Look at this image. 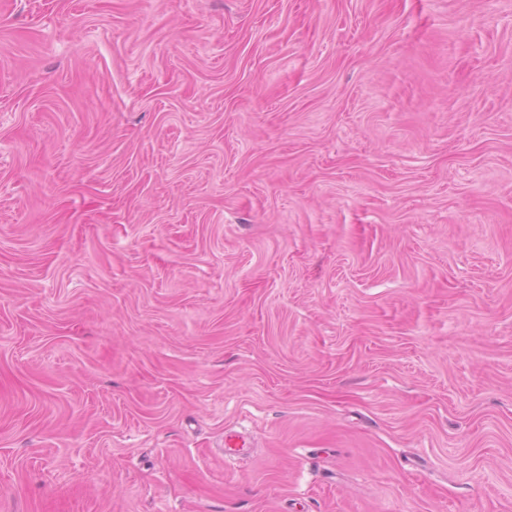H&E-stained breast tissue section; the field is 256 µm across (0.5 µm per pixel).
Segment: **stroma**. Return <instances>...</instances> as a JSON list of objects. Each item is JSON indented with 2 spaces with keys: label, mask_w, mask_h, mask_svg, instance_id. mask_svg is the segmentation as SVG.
I'll return each instance as SVG.
<instances>
[{
  "label": "stroma",
  "mask_w": 512,
  "mask_h": 512,
  "mask_svg": "<svg viewBox=\"0 0 512 512\" xmlns=\"http://www.w3.org/2000/svg\"><path fill=\"white\" fill-rule=\"evenodd\" d=\"M0 512H512V0H0Z\"/></svg>",
  "instance_id": "1"
}]
</instances>
